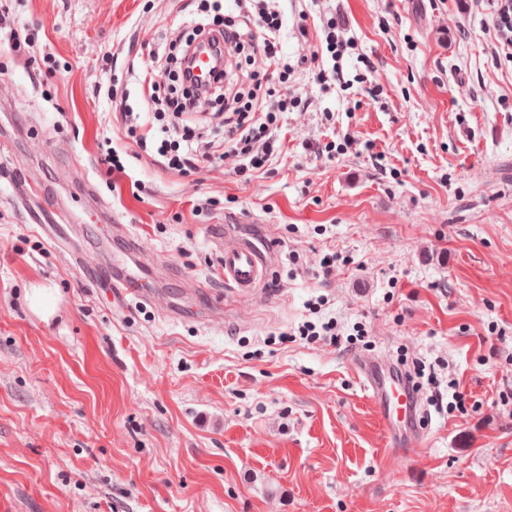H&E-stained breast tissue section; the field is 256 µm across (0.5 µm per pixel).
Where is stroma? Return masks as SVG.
Wrapping results in <instances>:
<instances>
[{"mask_svg":"<svg viewBox=\"0 0 512 512\" xmlns=\"http://www.w3.org/2000/svg\"><path fill=\"white\" fill-rule=\"evenodd\" d=\"M8 5L36 40L21 55L0 32V512H512V60L491 0H279L288 79L269 88L303 104L272 170L131 158L137 197L97 162L107 90L161 68L138 44L203 0ZM334 15L351 44L325 60L346 79L326 92L297 61L316 43L302 26ZM49 197L71 219L45 230ZM116 222L144 266L175 267L170 300L203 280L227 321H172L88 280L73 256ZM213 224L279 244L260 298L229 295ZM331 319L337 340L298 334ZM359 354L457 380L465 412L428 408L420 446L391 447Z\"/></svg>","mask_w":512,"mask_h":512,"instance_id":"stroma-1","label":"stroma"}]
</instances>
